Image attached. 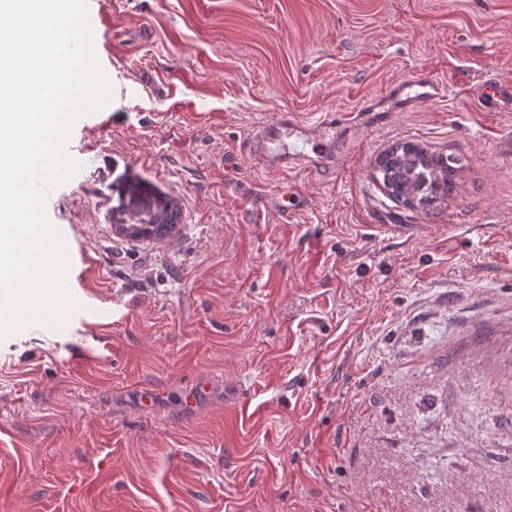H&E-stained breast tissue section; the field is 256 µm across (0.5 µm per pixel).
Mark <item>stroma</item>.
Wrapping results in <instances>:
<instances>
[{
  "instance_id": "stroma-1",
  "label": "stroma",
  "mask_w": 512,
  "mask_h": 512,
  "mask_svg": "<svg viewBox=\"0 0 512 512\" xmlns=\"http://www.w3.org/2000/svg\"><path fill=\"white\" fill-rule=\"evenodd\" d=\"M87 2L112 99L45 205L84 304L0 341V512H512V110L468 92L512 0ZM415 72L450 89L399 111ZM285 108L356 112L330 182L245 155ZM408 140L456 198L384 195ZM160 197L177 234L115 232ZM459 161L418 143L398 142L379 155L375 169L391 199L411 209H437L456 193Z\"/></svg>"
}]
</instances>
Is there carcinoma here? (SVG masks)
<instances>
[{
	"mask_svg": "<svg viewBox=\"0 0 512 512\" xmlns=\"http://www.w3.org/2000/svg\"><path fill=\"white\" fill-rule=\"evenodd\" d=\"M459 159L430 152L414 142H398L376 161L378 182L391 199L411 209L440 207L456 193ZM153 223L175 231L180 219L177 204L160 198L152 208Z\"/></svg>",
	"mask_w": 512,
	"mask_h": 512,
	"instance_id": "obj_1",
	"label": "carcinoma"
}]
</instances>
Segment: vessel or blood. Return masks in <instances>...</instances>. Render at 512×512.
<instances>
[{"label":"vessel or blood","mask_w":512,"mask_h":512,"mask_svg":"<svg viewBox=\"0 0 512 512\" xmlns=\"http://www.w3.org/2000/svg\"><path fill=\"white\" fill-rule=\"evenodd\" d=\"M446 92V85L432 77L416 74L392 86L388 94L399 100L403 107L418 108L443 97ZM476 97L484 108L512 109V84L494 78L486 79L477 88ZM303 126L304 122L297 112L284 110L275 113L271 119L258 123L247 134L246 153L258 164L278 171L301 168L313 176H324L325 171L319 166L317 158L331 153V145L322 141L314 142L308 155L277 148L284 137L301 130Z\"/></svg>","instance_id":"obj_1"}]
</instances>
